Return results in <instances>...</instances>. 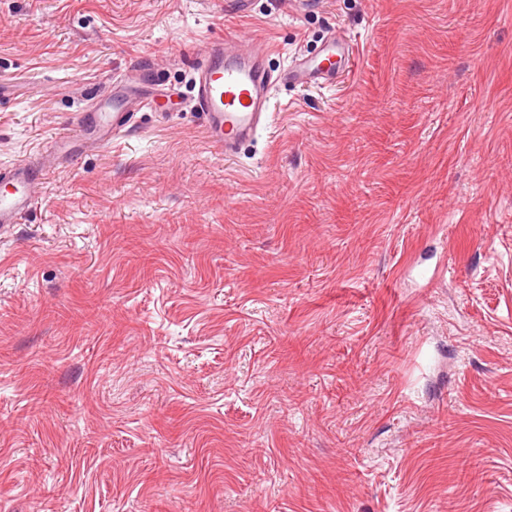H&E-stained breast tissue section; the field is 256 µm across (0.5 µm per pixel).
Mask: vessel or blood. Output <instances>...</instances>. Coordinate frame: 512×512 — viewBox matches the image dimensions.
<instances>
[{
	"instance_id": "1",
	"label": "vessel or blood",
	"mask_w": 512,
	"mask_h": 512,
	"mask_svg": "<svg viewBox=\"0 0 512 512\" xmlns=\"http://www.w3.org/2000/svg\"><path fill=\"white\" fill-rule=\"evenodd\" d=\"M267 53L263 46L244 51L238 37H219L209 41L204 59L193 71L194 107L204 116L210 143L225 155L236 154L239 146L267 123L275 87L330 85L338 59H350L355 47L331 40L320 58H295L277 72L266 67ZM165 109L160 96L133 89L116 90L111 99L102 98L91 105V112L97 116L91 132L96 143L106 145L129 131L137 112ZM49 167V160L41 158L0 169V183L5 186L0 192V230L18 223L30 210L31 188Z\"/></svg>"
}]
</instances>
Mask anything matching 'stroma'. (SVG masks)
I'll return each instance as SVG.
<instances>
[{
	"label": "stroma",
	"instance_id": "obj_1",
	"mask_svg": "<svg viewBox=\"0 0 512 512\" xmlns=\"http://www.w3.org/2000/svg\"><path fill=\"white\" fill-rule=\"evenodd\" d=\"M333 31L209 143L206 39ZM120 79L0 234V512H512V0H0V168ZM150 110L164 112L166 102L158 95H153L139 90H112V104L105 98L94 102L89 111L82 115L80 133L68 137L65 140H55V154L66 156L75 148H80L87 134H95L94 142L106 145L122 137L129 131L135 112ZM88 113H95L99 119L94 118V126L85 127Z\"/></svg>",
	"mask_w": 512,
	"mask_h": 512
}]
</instances>
